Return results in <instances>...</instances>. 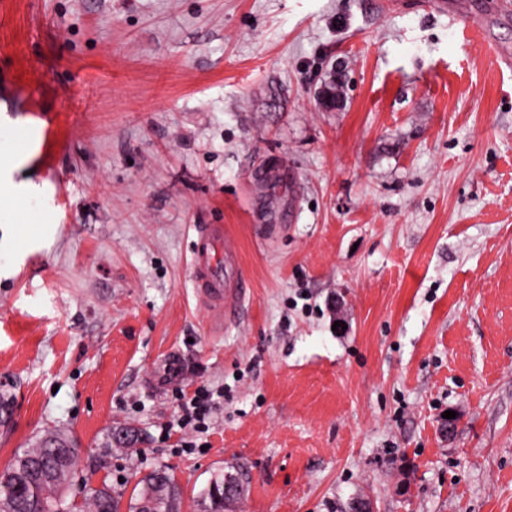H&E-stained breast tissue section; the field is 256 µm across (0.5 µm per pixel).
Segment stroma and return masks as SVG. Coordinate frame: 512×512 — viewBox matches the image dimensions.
Wrapping results in <instances>:
<instances>
[{"mask_svg":"<svg viewBox=\"0 0 512 512\" xmlns=\"http://www.w3.org/2000/svg\"><path fill=\"white\" fill-rule=\"evenodd\" d=\"M416 2L0 0V144L51 231L0 257V472L61 429L124 510L163 468L181 512L220 471L232 512H512V67L471 34L512 13ZM197 238L193 251L195 282L203 301L218 312L230 313L250 288L239 271L234 244L224 238V227L208 224L196 227ZM224 247L223 270H217L215 250Z\"/></svg>","mask_w":512,"mask_h":512,"instance_id":"obj_1","label":"stroma"}]
</instances>
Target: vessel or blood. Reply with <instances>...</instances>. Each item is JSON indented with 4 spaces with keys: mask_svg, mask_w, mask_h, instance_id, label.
Here are the masks:
<instances>
[{
    "mask_svg": "<svg viewBox=\"0 0 512 512\" xmlns=\"http://www.w3.org/2000/svg\"><path fill=\"white\" fill-rule=\"evenodd\" d=\"M196 232L193 266L200 295L213 310L232 312L250 287L239 270L235 247L222 225H203Z\"/></svg>",
    "mask_w": 512,
    "mask_h": 512,
    "instance_id": "b4317fda",
    "label": "vessel or blood"
}]
</instances>
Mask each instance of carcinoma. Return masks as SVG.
Masks as SVG:
<instances>
[{"label": "carcinoma", "mask_w": 512, "mask_h": 512, "mask_svg": "<svg viewBox=\"0 0 512 512\" xmlns=\"http://www.w3.org/2000/svg\"><path fill=\"white\" fill-rule=\"evenodd\" d=\"M76 459V444L66 434L50 430L36 444L16 455L10 467L0 474V512H72L61 497L70 476L71 461ZM224 473L215 474L200 496L207 512H224L239 503L246 489H224ZM85 512H119L118 497L108 485L88 494ZM165 512L180 509V490L165 470H155L141 480L131 498L129 512L145 509Z\"/></svg>", "instance_id": "cac0c4a2"}]
</instances>
